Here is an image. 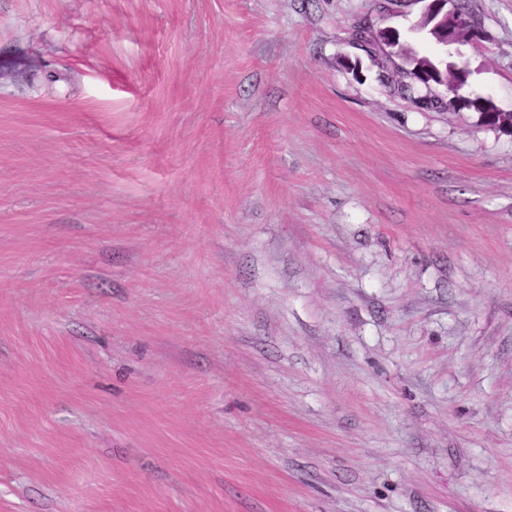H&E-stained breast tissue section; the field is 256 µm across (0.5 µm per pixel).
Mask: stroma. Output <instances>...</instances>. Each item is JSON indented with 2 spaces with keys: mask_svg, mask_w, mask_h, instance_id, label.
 <instances>
[{
  "mask_svg": "<svg viewBox=\"0 0 512 512\" xmlns=\"http://www.w3.org/2000/svg\"><path fill=\"white\" fill-rule=\"evenodd\" d=\"M422 9L0 0V512H512V133L355 36Z\"/></svg>",
  "mask_w": 512,
  "mask_h": 512,
  "instance_id": "stroma-1",
  "label": "stroma"
}]
</instances>
